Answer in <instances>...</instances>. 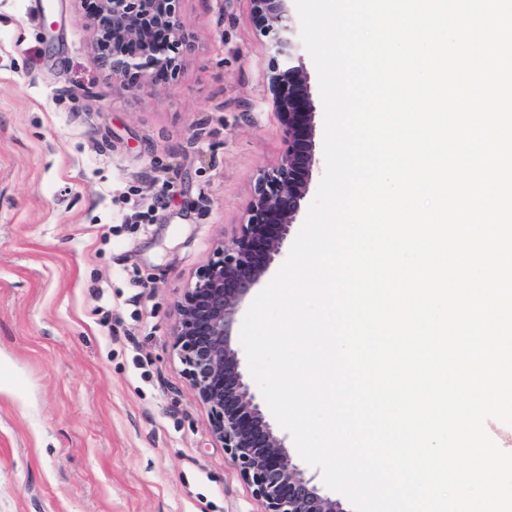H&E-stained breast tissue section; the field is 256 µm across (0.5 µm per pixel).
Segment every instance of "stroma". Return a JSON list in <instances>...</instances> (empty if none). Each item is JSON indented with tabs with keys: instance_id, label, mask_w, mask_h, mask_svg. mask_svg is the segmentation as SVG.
I'll list each match as a JSON object with an SVG mask.
<instances>
[{
	"instance_id": "stroma-1",
	"label": "stroma",
	"mask_w": 512,
	"mask_h": 512,
	"mask_svg": "<svg viewBox=\"0 0 512 512\" xmlns=\"http://www.w3.org/2000/svg\"><path fill=\"white\" fill-rule=\"evenodd\" d=\"M0 0V512H263L172 350L186 284L283 149L250 0L130 89L87 0Z\"/></svg>"
}]
</instances>
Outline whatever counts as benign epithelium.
Returning <instances> with one entry per match:
<instances>
[{
    "label": "benign epithelium",
    "instance_id": "1",
    "mask_svg": "<svg viewBox=\"0 0 512 512\" xmlns=\"http://www.w3.org/2000/svg\"><path fill=\"white\" fill-rule=\"evenodd\" d=\"M178 2L98 0L92 38L98 62L112 80L126 86L157 72H176L178 59L168 54L169 48L190 47ZM252 2L250 22L279 57L271 70L269 92L283 128L284 148L278 163L257 179L247 221L231 244L217 248L216 259L186 285L173 349L207 409L211 433L253 487L264 512H344L290 463L228 340L240 302L281 255L316 164L315 105L288 0ZM157 25L167 28L170 43L152 40L150 32ZM260 246L263 261L255 263L252 256Z\"/></svg>",
    "mask_w": 512,
    "mask_h": 512
}]
</instances>
